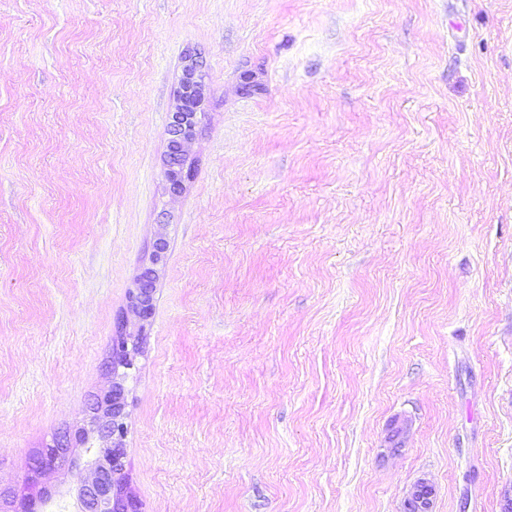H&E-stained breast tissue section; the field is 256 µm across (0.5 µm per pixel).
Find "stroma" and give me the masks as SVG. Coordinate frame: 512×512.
<instances>
[{"label":"stroma","mask_w":512,"mask_h":512,"mask_svg":"<svg viewBox=\"0 0 512 512\" xmlns=\"http://www.w3.org/2000/svg\"><path fill=\"white\" fill-rule=\"evenodd\" d=\"M140 328L141 512H504L512 0H0V512H73L86 448L31 458ZM189 62L184 68L177 91V105L168 128L164 160L167 189L174 195L184 190L186 181L191 177L192 166L187 145L198 133V124L191 112L200 111L204 101V76L196 61L189 59ZM166 250V243L158 239L151 254L152 267H146L137 280L136 289L130 294L129 307L131 311L142 321H147L151 316L152 293L155 286L157 270L154 268L162 261ZM67 444H57L52 448H45L42 450L35 461L33 466L35 471L40 472L43 469L51 468L54 466H62L63 462L66 461L69 448Z\"/></svg>","instance_id":"stroma-1"}]
</instances>
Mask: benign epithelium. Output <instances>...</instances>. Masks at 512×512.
Masks as SVG:
<instances>
[{"label": "benign epithelium", "instance_id": "7a95c632", "mask_svg": "<svg viewBox=\"0 0 512 512\" xmlns=\"http://www.w3.org/2000/svg\"><path fill=\"white\" fill-rule=\"evenodd\" d=\"M204 76L194 60L188 63L177 91V105L168 128L167 152L165 155V176L167 189L177 195L191 177L187 145L198 133L194 113L202 109ZM166 243L159 239L153 246L151 266L144 269L137 280L136 289L130 294L129 307L143 322L151 316L152 293L157 270L155 265L162 261ZM145 325H140L137 335L117 338L112 354V387L98 396L91 407V423L100 445L95 447L88 462L90 479L78 490L75 512H140L138 500L128 490L125 475L126 448L123 437L116 427L126 417V393L122 383V370L133 366V354L137 353L140 336ZM69 448L58 444L42 450L33 466L39 472L46 468L60 466L66 461Z\"/></svg>", "mask_w": 512, "mask_h": 512}]
</instances>
